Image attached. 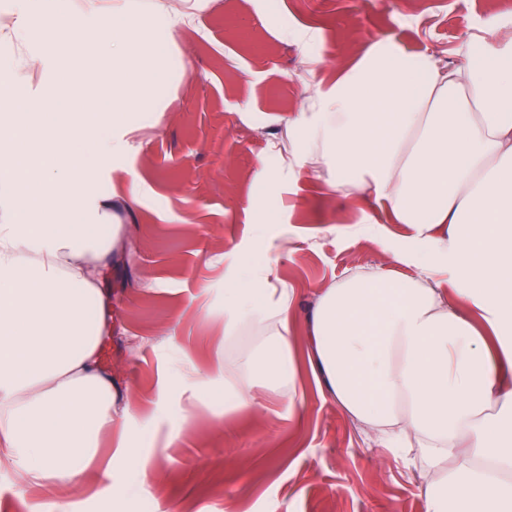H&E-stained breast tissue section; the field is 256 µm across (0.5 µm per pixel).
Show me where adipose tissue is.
I'll list each match as a JSON object with an SVG mask.
<instances>
[{
	"mask_svg": "<svg viewBox=\"0 0 512 512\" xmlns=\"http://www.w3.org/2000/svg\"><path fill=\"white\" fill-rule=\"evenodd\" d=\"M4 39L32 42L26 64L0 58V456L29 486L54 490L111 477L103 442L118 393L99 365L106 305L100 263L122 238L112 202L90 186L138 133L129 98L159 97L180 16L168 0H15ZM149 16L147 29L136 28ZM64 33L91 69L111 57L110 99L76 102L63 76L34 86ZM53 105H46V98ZM281 146L330 184L370 190L415 244L388 261L414 277L357 272L317 295L296 351L290 293L262 267L224 284V337L258 352L216 355L186 384L223 389L258 413L259 391L295 410L301 369L424 483L425 512H512V37L478 61L375 44L317 87ZM445 264L452 285L430 267Z\"/></svg>",
	"mask_w": 512,
	"mask_h": 512,
	"instance_id": "obj_1",
	"label": "adipose tissue"
}]
</instances>
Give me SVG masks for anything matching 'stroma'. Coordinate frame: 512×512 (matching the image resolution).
<instances>
[{
  "mask_svg": "<svg viewBox=\"0 0 512 512\" xmlns=\"http://www.w3.org/2000/svg\"><path fill=\"white\" fill-rule=\"evenodd\" d=\"M190 15L174 51L184 74L170 78L161 121L142 130L112 162L99 190L140 193L118 204L123 248L102 267L112 316L100 361L131 407L118 419L155 476L134 483L124 461L112 478L51 492L29 489L0 469V512H424L422 484L398 457H378L366 436L310 376L298 382L296 417L278 402L259 416L203 395L183 414L176 390L178 352L205 368L225 348L224 277L236 259L261 256L267 276L292 291L289 330L299 335L317 289L358 270L395 277L385 247L409 244L410 229L387 220L371 193H332L303 159L280 154L288 119L337 62L359 59L378 41L426 52L443 66L466 59L467 41L495 40L512 28V0H180ZM265 167L268 178L253 174ZM276 203L271 223L261 207ZM176 345H169V336ZM126 495H118L120 487Z\"/></svg>",
  "mask_w": 512,
  "mask_h": 512,
  "instance_id": "stroma-1",
  "label": "stroma"
}]
</instances>
